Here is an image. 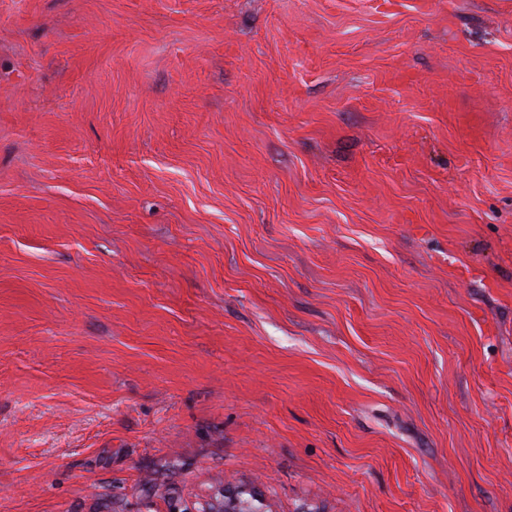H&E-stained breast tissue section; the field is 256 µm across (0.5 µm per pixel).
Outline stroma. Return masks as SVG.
<instances>
[{
    "label": "stroma",
    "mask_w": 512,
    "mask_h": 512,
    "mask_svg": "<svg viewBox=\"0 0 512 512\" xmlns=\"http://www.w3.org/2000/svg\"><path fill=\"white\" fill-rule=\"evenodd\" d=\"M512 512V0H0V512Z\"/></svg>",
    "instance_id": "obj_1"
}]
</instances>
